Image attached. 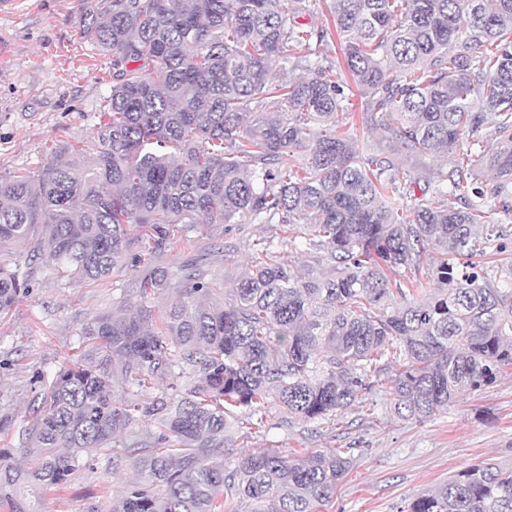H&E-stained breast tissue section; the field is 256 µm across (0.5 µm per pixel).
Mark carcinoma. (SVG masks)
Wrapping results in <instances>:
<instances>
[{"instance_id":"carcinoma-1","label":"carcinoma","mask_w":512,"mask_h":512,"mask_svg":"<svg viewBox=\"0 0 512 512\" xmlns=\"http://www.w3.org/2000/svg\"><path fill=\"white\" fill-rule=\"evenodd\" d=\"M286 2L106 0L81 19L112 57L111 121L91 156L64 145L36 176L0 180V242L42 224L43 263L107 284L176 224L248 217L301 237L327 270L299 273L259 238L228 300L194 259L142 278L136 302L82 327L94 359L42 380L18 433L25 463L0 449V512H33L30 495L100 456L141 475L111 512H327L352 449L229 464L226 433L250 438L270 398L318 421L363 391L421 420L512 368V232L489 223L512 214V0H332L321 26ZM482 131L493 147L447 169L394 161L478 146ZM429 261L441 288L424 297ZM30 289L0 265V314ZM117 382L163 390L116 400ZM407 512H512V468L470 467Z\"/></svg>"}]
</instances>
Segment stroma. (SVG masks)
Segmentation results:
<instances>
[{"label":"stroma","instance_id":"obj_1","mask_svg":"<svg viewBox=\"0 0 512 512\" xmlns=\"http://www.w3.org/2000/svg\"><path fill=\"white\" fill-rule=\"evenodd\" d=\"M100 0H15L0 10V178L33 173L57 145H80L106 122L104 100L112 89V59L84 38L79 22ZM268 224H199L176 232L173 243L144 251L136 266L113 284H71L32 261L44 227L29 241L0 244V265L23 266L32 289L0 317V417L13 427L0 433V448L18 445L17 428L29 411L38 373L54 374L87 355L79 340L90 319L115 312L120 300L135 301L142 277L197 256L212 274L234 288L249 263L247 245L276 237ZM255 448L306 454L333 448L353 451L354 465L338 484L329 512H406L418 496L478 464L512 465V371L481 390L458 396L447 410L427 419H404L384 397L359 394L332 422L304 421L270 413L251 438L231 434L224 458L234 461ZM138 472L113 470L106 459L77 470L65 489L40 494L36 512H109Z\"/></svg>","mask_w":512,"mask_h":512}]
</instances>
